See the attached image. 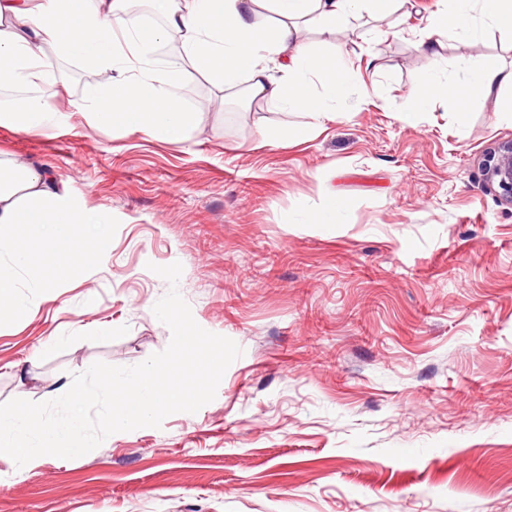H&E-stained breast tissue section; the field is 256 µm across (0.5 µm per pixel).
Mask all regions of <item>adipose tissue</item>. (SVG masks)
Masks as SVG:
<instances>
[{
    "label": "adipose tissue",
    "instance_id": "adipose-tissue-1",
    "mask_svg": "<svg viewBox=\"0 0 512 512\" xmlns=\"http://www.w3.org/2000/svg\"><path fill=\"white\" fill-rule=\"evenodd\" d=\"M410 0H156L162 25L145 26L125 9V0H0V84L33 89L47 79L43 46L56 44L87 65L106 72L104 84L90 87L83 115L92 126L140 132L167 143L185 142L198 126L178 92L183 67L170 59L146 66L156 43L179 38L187 59L217 83L229 86L247 77L252 96L272 107L302 114L304 123L285 133L303 137L333 116V96H344L358 81L340 62L314 52L304 31L335 29L349 17L368 13L386 17ZM445 11L431 15L419 42L429 60L439 52L436 35L454 29L477 41L485 27L512 31V0H450ZM274 14L272 28L257 22L260 10ZM327 76L330 95L315 89ZM33 94L25 109L0 106V126L27 133L58 124ZM64 183L42 169L0 158V231L22 226L48 252L65 250L80 225L90 223Z\"/></svg>",
    "mask_w": 512,
    "mask_h": 512
}]
</instances>
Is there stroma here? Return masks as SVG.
<instances>
[{
	"label": "stroma",
	"instance_id": "obj_1",
	"mask_svg": "<svg viewBox=\"0 0 512 512\" xmlns=\"http://www.w3.org/2000/svg\"><path fill=\"white\" fill-rule=\"evenodd\" d=\"M310 32L359 85L307 137L265 141L300 114L185 64L199 127L182 144L88 124L99 69L44 48L51 129L0 127V154L51 170L104 216L71 248L15 273L24 316L0 315V403L42 402L102 361L132 366L171 333L153 313L178 291L203 329L241 356L216 397L158 428L117 432L73 459H0V512H512V207L481 176L512 138V91L458 124L426 88L418 47L443 0ZM440 75L512 65V35L439 37ZM333 224H305L325 196ZM109 335H101L102 327Z\"/></svg>",
	"mask_w": 512,
	"mask_h": 512
}]
</instances>
